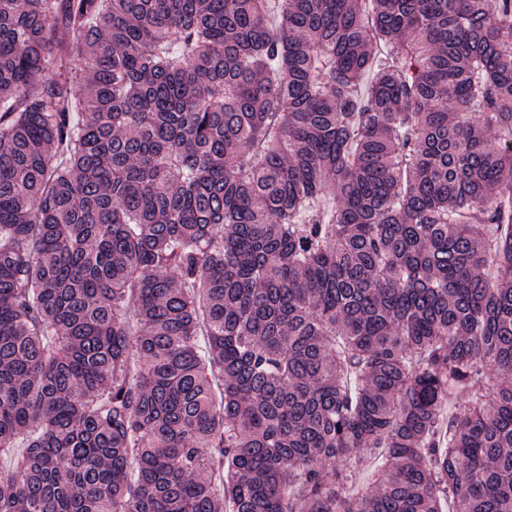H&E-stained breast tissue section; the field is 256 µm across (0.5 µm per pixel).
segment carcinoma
<instances>
[{"label":"carcinoma","mask_w":512,"mask_h":512,"mask_svg":"<svg viewBox=\"0 0 512 512\" xmlns=\"http://www.w3.org/2000/svg\"><path fill=\"white\" fill-rule=\"evenodd\" d=\"M512 0H0V512H512Z\"/></svg>","instance_id":"carcinoma-1"}]
</instances>
